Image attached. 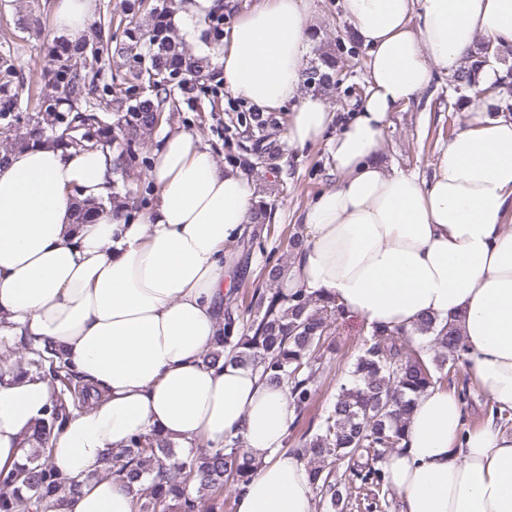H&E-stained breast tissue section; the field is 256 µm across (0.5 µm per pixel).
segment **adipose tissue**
I'll return each mask as SVG.
<instances>
[{
    "instance_id": "adipose-tissue-1",
    "label": "adipose tissue",
    "mask_w": 512,
    "mask_h": 512,
    "mask_svg": "<svg viewBox=\"0 0 512 512\" xmlns=\"http://www.w3.org/2000/svg\"><path fill=\"white\" fill-rule=\"evenodd\" d=\"M343 10L368 50V93L336 134V179L306 208L304 244L278 281L370 326L455 321L472 377L512 411V118L470 104L428 179L380 158L390 113L419 101L435 73L463 68L480 37L512 46V0H343ZM96 15V0L53 5L73 41ZM313 33L305 0H259L211 51L227 92L263 112L288 108L299 147L334 118L302 91ZM113 158L40 141L0 165V353L35 338L102 394L51 435L55 473L81 485L51 512H133L123 481L94 471L139 434L186 452L241 439L257 469L235 512H313L309 468L283 448L294 419L286 387L257 367L203 361L224 324L225 249L252 229V179L218 165L197 134L169 130L148 172L152 208L130 224L108 207L76 223V201L111 195ZM53 392L0 363L1 471L35 447ZM463 416L455 392L416 400L405 450L382 463L399 512H512V432L490 420L467 431Z\"/></svg>"
}]
</instances>
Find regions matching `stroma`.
Segmentation results:
<instances>
[{
  "label": "stroma",
  "mask_w": 512,
  "mask_h": 512,
  "mask_svg": "<svg viewBox=\"0 0 512 512\" xmlns=\"http://www.w3.org/2000/svg\"><path fill=\"white\" fill-rule=\"evenodd\" d=\"M257 2L234 0L232 8L222 11L220 20L204 25L200 36L187 37V45L195 53L205 46H218L237 17ZM306 5L325 42L335 43L337 36L348 31L342 0H306ZM29 13L40 17L41 34L21 29L19 21ZM1 31L12 33L14 54L25 76L38 79L48 60L46 39L56 34L52 0H0ZM367 57V48L356 45L355 67L340 81L335 95L328 100L336 123L349 118L360 104L353 89L366 84ZM467 96V91L458 92L449 86L446 74H438L420 104L392 113L382 147L386 164L425 178L431 177L441 146L465 120L463 100ZM250 109L249 103L217 87L201 98L195 109L183 110L176 125L196 133L203 143L209 144L217 163L224 166L236 152L238 138L233 121L237 113ZM272 119L275 126L271 133L280 153L273 168L260 169L254 180L260 187L271 188L276 218L251 251H244L238 241L226 248L227 254L245 260L244 268L230 270L231 289L224 296L225 301L236 307L241 305L247 292L268 288L263 274L268 260L283 262L290 257L288 237L298 225L299 212L333 180L330 144L336 135L335 128H328L316 144L300 149L288 143L287 113H273ZM330 333L336 351L331 355L330 371L320 390L319 403L324 407L334 400L339 380L350 370L368 327L358 318L344 316L336 320Z\"/></svg>",
  "instance_id": "35a3bbf8"
}]
</instances>
